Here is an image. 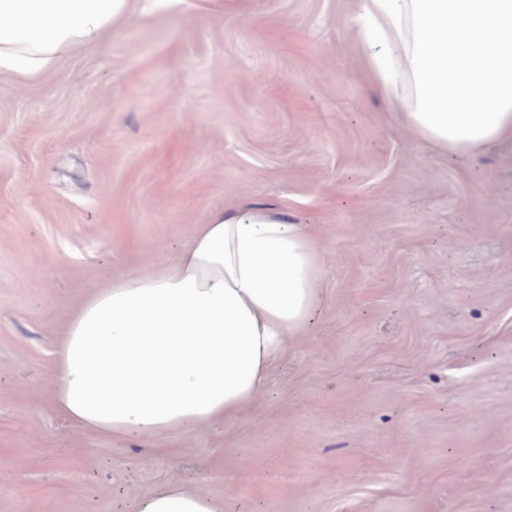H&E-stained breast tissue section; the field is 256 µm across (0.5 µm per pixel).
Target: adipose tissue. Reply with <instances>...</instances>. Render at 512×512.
<instances>
[{
	"mask_svg": "<svg viewBox=\"0 0 512 512\" xmlns=\"http://www.w3.org/2000/svg\"><path fill=\"white\" fill-rule=\"evenodd\" d=\"M132 0H0V74L56 70L129 13ZM370 79L402 125L466 156L512 140V0H360ZM325 268L305 227L265 211L218 212L160 267L92 290L57 337L51 398L122 437H166L253 399L321 301ZM176 483L135 512H223Z\"/></svg>",
	"mask_w": 512,
	"mask_h": 512,
	"instance_id": "adipose-tissue-1",
	"label": "adipose tissue"
}]
</instances>
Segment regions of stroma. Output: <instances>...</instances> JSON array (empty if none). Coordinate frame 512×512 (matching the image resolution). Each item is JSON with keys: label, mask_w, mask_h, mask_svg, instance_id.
I'll return each mask as SVG.
<instances>
[{"label": "stroma", "mask_w": 512, "mask_h": 512, "mask_svg": "<svg viewBox=\"0 0 512 512\" xmlns=\"http://www.w3.org/2000/svg\"><path fill=\"white\" fill-rule=\"evenodd\" d=\"M357 0H135L0 75V512H512V143L451 157L364 73ZM304 225L314 320L240 412L112 437L55 408L58 332L218 211ZM223 505L176 483L161 485L135 503V512H223Z\"/></svg>", "instance_id": "stroma-1"}]
</instances>
